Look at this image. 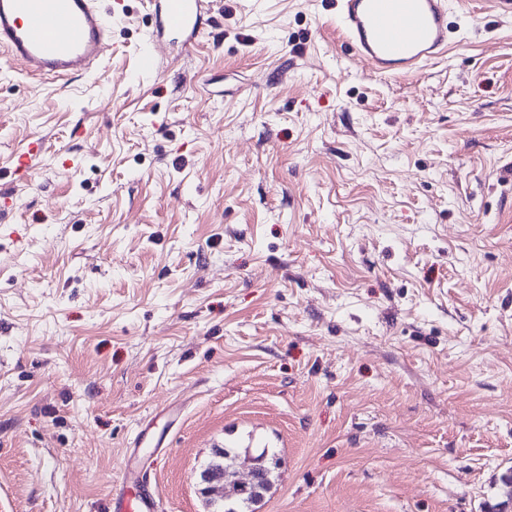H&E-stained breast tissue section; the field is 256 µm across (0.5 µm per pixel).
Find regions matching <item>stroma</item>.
Segmentation results:
<instances>
[{
    "label": "stroma",
    "mask_w": 512,
    "mask_h": 512,
    "mask_svg": "<svg viewBox=\"0 0 512 512\" xmlns=\"http://www.w3.org/2000/svg\"><path fill=\"white\" fill-rule=\"evenodd\" d=\"M212 17L142 80L147 0L90 77L0 68V512H104L130 457L211 512L217 448L278 454L259 512H501L512 19L452 8L446 58L381 77L334 0Z\"/></svg>",
    "instance_id": "obj_1"
}]
</instances>
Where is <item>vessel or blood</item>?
<instances>
[{
	"instance_id": "1",
	"label": "vessel or blood",
	"mask_w": 512,
	"mask_h": 512,
	"mask_svg": "<svg viewBox=\"0 0 512 512\" xmlns=\"http://www.w3.org/2000/svg\"><path fill=\"white\" fill-rule=\"evenodd\" d=\"M155 26L145 36L138 71L156 73L159 32L178 35L180 52L195 45L209 0H153ZM112 11L103 0H0V50L32 76L70 80L99 68L112 50ZM448 0H336L345 46L372 71L420 74L452 45ZM108 512H161L156 495L126 466L112 489Z\"/></svg>"
}]
</instances>
